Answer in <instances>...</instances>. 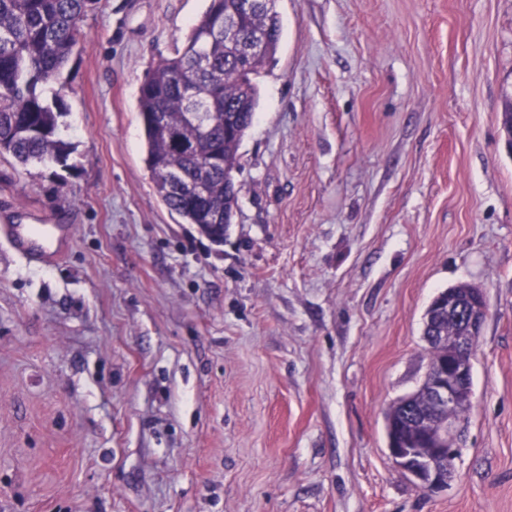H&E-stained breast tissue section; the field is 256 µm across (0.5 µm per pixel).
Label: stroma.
I'll return each instance as SVG.
<instances>
[{
	"instance_id": "35a3bbf8",
	"label": "stroma",
	"mask_w": 512,
	"mask_h": 512,
	"mask_svg": "<svg viewBox=\"0 0 512 512\" xmlns=\"http://www.w3.org/2000/svg\"><path fill=\"white\" fill-rule=\"evenodd\" d=\"M207 0H102L70 62L65 165L0 157V512H512V0H278L282 38L215 241L155 195L137 93ZM483 288L447 490L385 415L432 299ZM70 231L68 224H6L0 233L11 241L18 252L41 264L49 265L61 255Z\"/></svg>"
}]
</instances>
